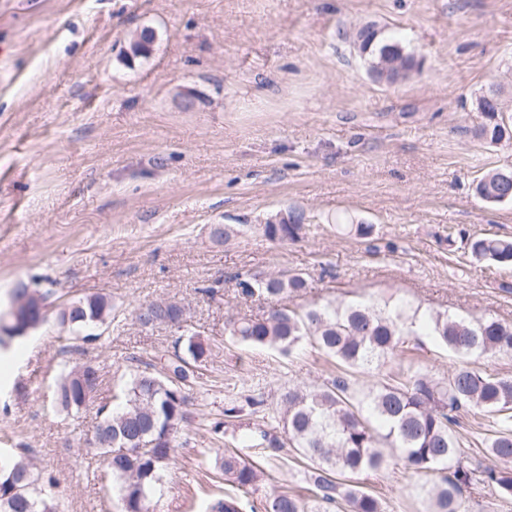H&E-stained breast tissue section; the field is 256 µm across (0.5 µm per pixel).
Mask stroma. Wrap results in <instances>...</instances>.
Masks as SVG:
<instances>
[{
	"label": "stroma",
	"mask_w": 512,
	"mask_h": 512,
	"mask_svg": "<svg viewBox=\"0 0 512 512\" xmlns=\"http://www.w3.org/2000/svg\"><path fill=\"white\" fill-rule=\"evenodd\" d=\"M365 24L420 68L373 78L353 42ZM146 27L150 55L130 58ZM492 86L512 101V0H0V301L20 283L49 292L51 317L79 298L112 301L97 340L51 320L0 357V448H29L61 512H119L88 443L95 407L61 411L54 390L63 364L89 362L96 401L112 400L128 357L171 353L179 335L141 327L136 309L175 301L212 356L153 512H203L230 488L216 463L234 445L209 421L260 390L269 405L248 420L263 423L281 391L335 370L309 348L229 343L230 319L269 307L235 298L239 271L303 273L308 288L285 300L295 309L404 300L512 321V267L474 260L466 244L512 238V203L475 193L487 171L512 169V139L479 133L475 102ZM291 212L305 216L301 239L268 240L263 225ZM215 224L241 232L219 243ZM487 424L461 419L475 467L495 464ZM247 454L261 464L255 498L307 487V465ZM361 481L386 512L430 510L414 490L424 476L399 460Z\"/></svg>",
	"instance_id": "1"
}]
</instances>
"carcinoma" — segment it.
<instances>
[{
    "label": "carcinoma",
    "mask_w": 512,
    "mask_h": 512,
    "mask_svg": "<svg viewBox=\"0 0 512 512\" xmlns=\"http://www.w3.org/2000/svg\"><path fill=\"white\" fill-rule=\"evenodd\" d=\"M141 41L130 45L131 56L146 57L154 42L150 29L142 30ZM359 48L379 61L395 41H383L370 25L355 36ZM484 122L480 134L496 142L507 133L500 91L490 88L476 100ZM477 193L488 203L512 201V170H497L477 184ZM305 224L303 215L293 213L278 224L263 225L271 241H295ZM468 250L477 261L512 266V240L475 236ZM232 280L235 296L276 300L298 295L308 288L305 276L280 270L275 273L242 271ZM109 320L112 303L104 295L73 301L59 310L56 320L71 338L92 342L95 329ZM171 322L185 320V309L177 302L156 301L142 305L136 321L150 326L151 318ZM46 321L43 308L34 304L22 310L21 325L12 336L0 335V350L27 337L30 330ZM232 340L252 347L272 348L290 354L307 342L333 359L336 374L317 386H292L279 395L274 425L252 427L232 434L235 448L224 449L218 469L233 491L212 498L206 512H306L303 500L288 490L266 498L256 507L255 493L259 463L241 453L243 448L266 446L273 453L289 444L294 460L311 468L310 491L313 512H384L382 501L359 485L357 477L388 465L385 449L395 452L404 467L414 473L444 471L440 482L422 487L433 501L432 512H460L464 490L474 484L493 487L504 499H512V472L487 467L481 471L463 462L457 428L471 411L494 418L487 453L502 462H512V377L490 374L462 365L444 382H434L420 371H399L379 386L358 393L351 376L387 359L413 362L419 344L427 336L449 354L481 357L512 353V323L494 318L469 321L446 313L407 312L404 303L385 305L352 303L343 307L322 306L305 310L275 304L264 316L230 323ZM210 353L209 345L194 333L181 335L174 351L151 362L128 369L115 407L100 405L92 444L105 458L112 473L120 512H152V503L163 472L173 461L177 435L188 420L189 391L199 366ZM101 384L99 368L84 363L62 369L55 391L57 408L78 411L92 402ZM244 407L231 403L223 417L211 424L214 433L237 428ZM281 428L287 441L275 433ZM56 498L40 486V475L25 451L0 452V512H59Z\"/></svg>",
    "instance_id": "carcinoma-1"
}]
</instances>
